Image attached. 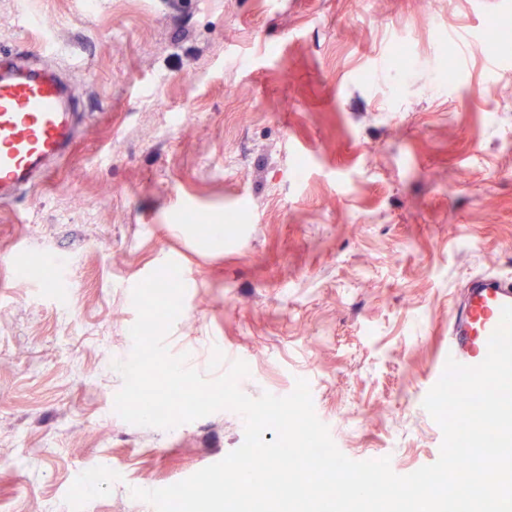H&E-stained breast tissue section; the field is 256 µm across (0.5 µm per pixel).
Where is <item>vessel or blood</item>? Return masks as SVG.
I'll list each match as a JSON object with an SVG mask.
<instances>
[{
  "label": "vessel or blood",
  "instance_id": "1",
  "mask_svg": "<svg viewBox=\"0 0 512 512\" xmlns=\"http://www.w3.org/2000/svg\"><path fill=\"white\" fill-rule=\"evenodd\" d=\"M85 130L73 84L39 53L0 59V203L49 177ZM512 306V278H472L448 313V354L475 366Z\"/></svg>",
  "mask_w": 512,
  "mask_h": 512
}]
</instances>
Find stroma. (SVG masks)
Wrapping results in <instances>:
<instances>
[{
  "label": "stroma",
  "instance_id": "stroma-1",
  "mask_svg": "<svg viewBox=\"0 0 512 512\" xmlns=\"http://www.w3.org/2000/svg\"><path fill=\"white\" fill-rule=\"evenodd\" d=\"M48 37L55 65L81 66L87 128L0 206V255L23 241L73 262L53 291L0 262V512H155L132 489L242 445L231 410L169 430L115 410L132 290L171 256L192 277L171 355L213 379L220 349L237 351L253 398L307 380L351 460L386 457L399 475L436 462L423 401L448 311L470 278L512 274V8L0 0L1 53ZM229 213L220 238L188 222Z\"/></svg>",
  "mask_w": 512,
  "mask_h": 512
}]
</instances>
